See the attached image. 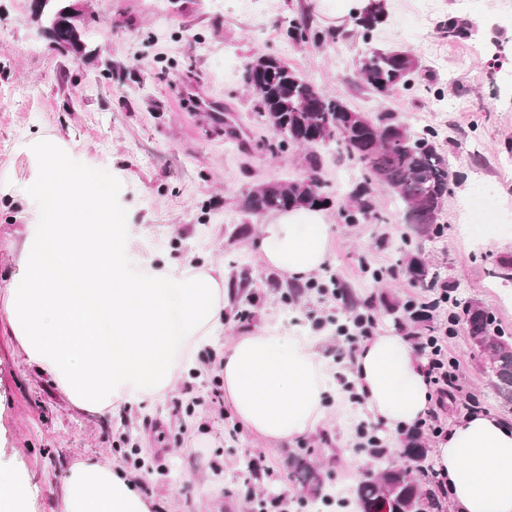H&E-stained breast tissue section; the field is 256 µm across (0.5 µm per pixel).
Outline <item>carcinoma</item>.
<instances>
[{
  "mask_svg": "<svg viewBox=\"0 0 512 512\" xmlns=\"http://www.w3.org/2000/svg\"><path fill=\"white\" fill-rule=\"evenodd\" d=\"M34 3L43 33L59 50L83 61L98 58V51L87 49L81 28L67 25L73 0ZM383 10L381 3H372L357 18L364 38H370ZM286 33L296 42H322L318 31L291 17L286 22ZM245 72L251 78L249 87L255 93L257 114L273 138L268 143L269 153H278L287 146L311 148L333 140L359 163L362 179L351 192L349 203L340 209L344 223L383 222L375 208V190L380 185L395 195L407 223L429 238L440 233L439 214L453 175L448 161L437 152L427 134L412 132L390 112L372 119L350 109L339 98L326 97L311 80L299 76L274 56L253 58ZM416 72L415 59L409 54L376 49L363 59L360 78L373 92L382 95L387 88L397 91L410 86ZM321 170L320 156L311 153L307 179L268 183L251 190L244 196L242 206L254 215L326 206L328 196ZM406 273L424 288L439 278L438 272L414 257L407 262ZM458 306L493 392L512 405V334H506L495 316L479 303L466 301ZM365 452L376 467L369 469L356 488L360 512H379L382 508L388 512H430L441 508L416 476L415 463L428 454V449L417 440L409 437L400 448H367ZM393 457L404 462H393ZM291 468L298 483L315 495L322 494L323 477L310 455L293 457Z\"/></svg>",
  "mask_w": 512,
  "mask_h": 512,
  "instance_id": "1",
  "label": "carcinoma"
}]
</instances>
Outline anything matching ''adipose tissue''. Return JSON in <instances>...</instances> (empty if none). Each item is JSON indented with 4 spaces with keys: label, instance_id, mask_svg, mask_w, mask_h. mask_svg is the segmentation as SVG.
Here are the masks:
<instances>
[{
    "label": "adipose tissue",
    "instance_id": "adipose-tissue-1",
    "mask_svg": "<svg viewBox=\"0 0 512 512\" xmlns=\"http://www.w3.org/2000/svg\"><path fill=\"white\" fill-rule=\"evenodd\" d=\"M28 181L4 183L29 220L0 311L27 362L49 375L76 408L112 410L161 396L192 346L224 327L229 290L207 267H153L127 256V228L91 169L65 167L66 150L39 138L21 145ZM330 225L319 210L282 212L263 225L258 246L269 266L305 278L328 259ZM316 339L297 329L264 330L224 352V389L242 422L265 439L291 442L325 419L330 366ZM350 382L388 437L424 418L432 390L412 345L385 328L361 343ZM435 468L449 478L456 512H512V427L471 412L439 442ZM153 503L122 472L100 461L72 464L62 478V512H151Z\"/></svg>",
    "mask_w": 512,
    "mask_h": 512
}]
</instances>
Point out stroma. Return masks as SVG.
Instances as JSON below:
<instances>
[{
    "label": "stroma",
    "instance_id": "1",
    "mask_svg": "<svg viewBox=\"0 0 512 512\" xmlns=\"http://www.w3.org/2000/svg\"><path fill=\"white\" fill-rule=\"evenodd\" d=\"M32 0H0V183L23 184L30 175L22 142L42 138L62 144L72 162L91 163L102 191L112 195L116 223L130 226L129 251L158 267L208 266L226 282L243 280L254 300L249 320L235 303L224 309V328L209 348L223 352L242 336L263 329H311L309 310L343 316L341 303L316 294L292 297V278L268 267L257 246L271 214H246L241 202L251 189L300 178L304 150L286 147L271 156L262 146L270 132L255 113L244 86V65L272 55L314 82L326 96L377 117L393 113L408 129L435 130L434 144L448 160L450 184L435 239H421L389 191L378 192L381 224L344 223L339 209L357 182V166L335 145L319 147L322 177L332 195L329 257L314 279L336 275L352 303L379 310L378 326L393 325L388 306L402 305L416 289L404 268L418 257L453 283L458 299L491 310L512 333V279L499 262L512 259V0H383L385 15L363 41L356 19L337 25L321 16L316 0H255L242 11L238 0H83L82 26L88 63L60 52L45 38ZM310 20L327 33L320 44L288 38L284 21ZM462 35L448 36L449 21ZM392 47L419 62L410 88L383 97L360 79L364 57ZM246 134L239 147L224 136V119ZM493 196V209L472 212L470 200ZM22 200H0V302L18 254ZM396 266L380 280L372 269ZM460 363L459 391L441 413V427L465 414L466 394L482 412L512 424V405L487 387L480 358L465 327L448 339ZM211 377L205 368L181 372L164 396L144 397L118 412L80 410L49 376L30 366L0 316V468L30 487V512H61L62 478L80 460H104L124 469L127 441L157 450L161 470L141 477L140 492L156 512H249L247 492L287 493L300 512H344L355 500L356 473L366 457L350 427L368 412L328 411L315 432L291 444L270 442L240 424L232 405L208 414ZM194 414L182 408L192 399ZM208 423L207 433L198 426ZM237 437H229V429ZM310 453L323 472L325 497L305 496L288 463ZM263 457L267 473L246 469ZM224 467L215 483L211 462Z\"/></svg>",
    "mask_w": 512,
    "mask_h": 512
}]
</instances>
